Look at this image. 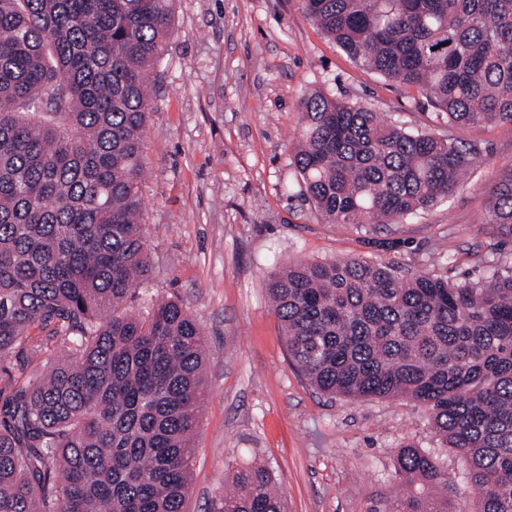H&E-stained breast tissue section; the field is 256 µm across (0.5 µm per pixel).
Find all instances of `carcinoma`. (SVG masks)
<instances>
[{"mask_svg":"<svg viewBox=\"0 0 512 512\" xmlns=\"http://www.w3.org/2000/svg\"><path fill=\"white\" fill-rule=\"evenodd\" d=\"M175 0H0V355L66 358L0 405V512H184L209 362L176 300L122 305L150 280L148 82ZM352 58L414 87L448 126L512 124V0H301ZM290 164L325 224H397L452 195L479 150L412 133L320 91ZM484 223L512 242V169ZM265 289L291 361L331 397L396 398L467 459L476 512H512V271L453 283L390 263L295 261ZM389 512H448L428 451ZM215 512H285L268 469Z\"/></svg>","mask_w":512,"mask_h":512,"instance_id":"carcinoma-1","label":"carcinoma"}]
</instances>
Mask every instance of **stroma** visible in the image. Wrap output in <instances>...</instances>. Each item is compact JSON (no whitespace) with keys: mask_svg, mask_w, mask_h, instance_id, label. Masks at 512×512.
<instances>
[{"mask_svg":"<svg viewBox=\"0 0 512 512\" xmlns=\"http://www.w3.org/2000/svg\"><path fill=\"white\" fill-rule=\"evenodd\" d=\"M144 133L141 190L156 263L127 305L179 300L210 350L184 512H214L232 476L263 459L287 512H386L404 491L401 446L433 453L454 487L450 512H469L467 463L407 399L329 397L292 364L265 279L296 258H363L410 277L482 281L512 266V243L483 222L490 190L512 169V124L449 126L430 101L349 57L299 0H176L172 31ZM320 90L363 104L412 132L478 147L471 177L448 199L371 229L321 223L290 148L300 100ZM64 357H0V402Z\"/></svg>","mask_w":512,"mask_h":512,"instance_id":"stroma-1","label":"stroma"}]
</instances>
